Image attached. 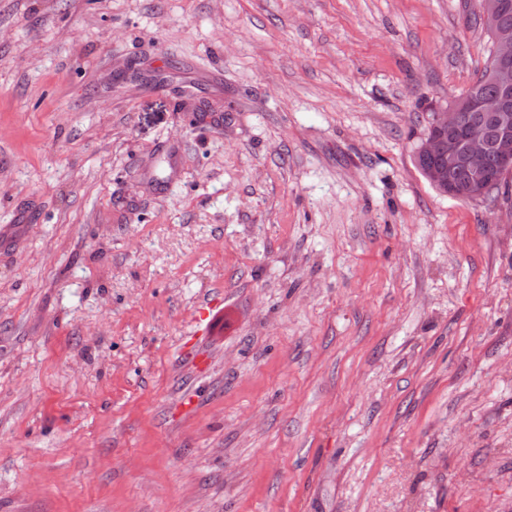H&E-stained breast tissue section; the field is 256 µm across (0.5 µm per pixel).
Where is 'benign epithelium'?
<instances>
[{
    "instance_id": "obj_1",
    "label": "benign epithelium",
    "mask_w": 512,
    "mask_h": 512,
    "mask_svg": "<svg viewBox=\"0 0 512 512\" xmlns=\"http://www.w3.org/2000/svg\"><path fill=\"white\" fill-rule=\"evenodd\" d=\"M479 8L489 23L492 60L485 80L497 93L482 96L471 92L456 98L450 109L431 113V132L418 149L422 174L439 192L452 198L477 200L490 189L489 159L496 156L502 174L512 172V28L500 23L512 12V0H479ZM487 112L496 124V133L484 125L462 127L465 112ZM463 169L469 179H455Z\"/></svg>"
}]
</instances>
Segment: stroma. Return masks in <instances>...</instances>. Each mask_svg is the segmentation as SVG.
Instances as JSON below:
<instances>
[{"label":"stroma","mask_w":512,"mask_h":512,"mask_svg":"<svg viewBox=\"0 0 512 512\" xmlns=\"http://www.w3.org/2000/svg\"><path fill=\"white\" fill-rule=\"evenodd\" d=\"M477 0H0V512H512V173L416 166Z\"/></svg>","instance_id":"stroma-1"}]
</instances>
